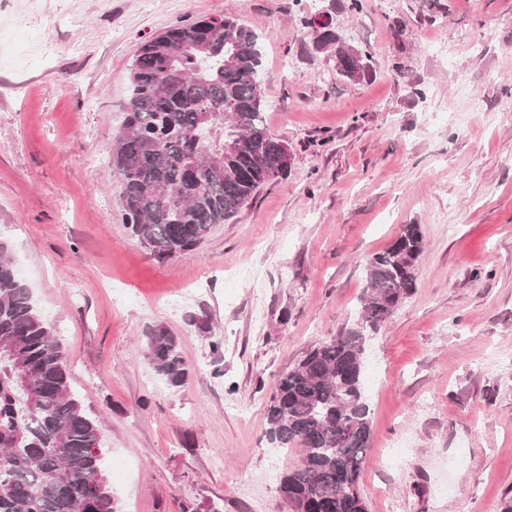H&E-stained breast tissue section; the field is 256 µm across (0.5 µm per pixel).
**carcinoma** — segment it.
Segmentation results:
<instances>
[{
    "mask_svg": "<svg viewBox=\"0 0 512 512\" xmlns=\"http://www.w3.org/2000/svg\"><path fill=\"white\" fill-rule=\"evenodd\" d=\"M295 14L311 51L336 60V74L360 83L368 50L347 44L333 13L316 29L304 0ZM263 36L234 17L175 25L138 47L128 77L125 117L110 154L122 171L121 219L159 260L193 250L235 216L284 167L288 144L272 134L262 104ZM200 168L189 181L190 163ZM0 240V512H117L102 465L101 424L73 390L62 344L18 278ZM424 251L408 224L366 262L356 321L308 349L273 383L266 433L277 447L302 450L279 493L293 512H368L359 476L371 440L363 357L371 336L416 287ZM146 359L173 386L188 377L179 341L146 337Z\"/></svg>",
    "mask_w": 512,
    "mask_h": 512,
    "instance_id": "1",
    "label": "carcinoma"
}]
</instances>
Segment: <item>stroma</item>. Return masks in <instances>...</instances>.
<instances>
[{"label":"stroma","mask_w":512,"mask_h":512,"mask_svg":"<svg viewBox=\"0 0 512 512\" xmlns=\"http://www.w3.org/2000/svg\"><path fill=\"white\" fill-rule=\"evenodd\" d=\"M337 10L372 75L311 53L292 0H0V239L102 426L119 512H288L299 449L265 434L275 379L355 320L364 266L419 225L417 288L370 342L368 512L512 504V0ZM226 15L266 37L264 115L291 153L192 252L119 214L109 164L139 43ZM191 368L172 387L144 340ZM146 359L156 375L172 386H181L188 377V366L181 354L179 341L165 330L146 336Z\"/></svg>","instance_id":"stroma-1"}]
</instances>
